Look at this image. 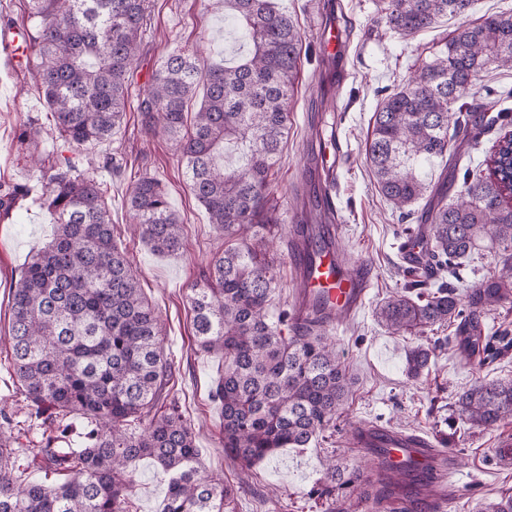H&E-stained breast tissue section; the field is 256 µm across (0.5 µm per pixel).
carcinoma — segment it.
<instances>
[{
    "instance_id": "cac0c4a2",
    "label": "carcinoma",
    "mask_w": 512,
    "mask_h": 512,
    "mask_svg": "<svg viewBox=\"0 0 512 512\" xmlns=\"http://www.w3.org/2000/svg\"><path fill=\"white\" fill-rule=\"evenodd\" d=\"M472 0H384L385 25L413 37L440 18L460 16ZM224 17L249 44L230 66L203 67L197 54L175 48L138 102L141 124L177 146L190 190L224 239L190 288L193 337L202 352L224 355V374L211 398L223 418L224 456L247 472L281 448H309L324 438L350 394L344 362L329 340L334 319L320 308L280 300L279 274L289 239L270 201L288 139L302 37L276 0H223ZM24 38L34 52L33 85L53 112L57 139L70 147L104 141L126 117L128 76L139 53L148 0H28ZM512 69V15H490L458 30L418 66L374 113L366 161L380 193L398 210L426 200V279L390 296L376 317L394 333L422 335L455 326L460 353L494 360L512 347L506 336L483 335L485 309L512 302V133L486 159L487 176L465 170L460 200L430 188L424 166L450 150L449 131L471 142L498 117L477 102L481 74ZM202 93L199 108L188 105ZM471 100H466V97ZM32 164L43 173L41 204L52 217L51 240L11 288L7 340L10 368L30 416L51 434L36 455L52 480L26 483L14 468L12 420L0 408V512H130L137 465L150 459L167 475L160 512H233L239 487L200 462L194 426L168 389L173 365L164 352V323L118 246L96 170L40 151L41 128L19 129ZM235 153L239 163L224 161ZM128 204L141 238L161 255L184 248L182 229L162 181L141 177ZM487 238L506 253L502 269L484 279L460 308L453 289L422 292ZM282 247H273L274 240ZM416 295H410V292ZM432 349L412 348L406 375L429 369ZM458 419L490 428L512 420V379L479 381L458 393ZM90 424L78 450L63 420ZM326 512H351L346 489L361 488L378 508L381 490L406 496L405 474L377 470L343 476L326 463ZM478 512H512V495L488 499Z\"/></svg>"
}]
</instances>
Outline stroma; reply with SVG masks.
Segmentation results:
<instances>
[{
    "mask_svg": "<svg viewBox=\"0 0 512 512\" xmlns=\"http://www.w3.org/2000/svg\"><path fill=\"white\" fill-rule=\"evenodd\" d=\"M303 36L302 65L294 87L288 142L272 184V197L291 231L298 222L299 201L314 191V180L303 172L319 152V142L337 136L343 148L337 185L332 192L338 218L344 226L342 244L349 260L373 271L372 287L361 312L337 320L329 338L349 370L351 394L336 428L309 448H283L253 470L254 492L241 495L235 512H324L309 492L325 481L326 456L342 465L372 474L368 454L355 448L353 427L375 424L425 436L447 449L459 466L466 485L456 495L451 512H476L480 501L512 494V463L499 466L496 450L512 443V421L483 429L458 421L453 405L458 393L474 382L512 377V352L494 362L478 364L463 358L450 337L451 327L437 329L440 342L433 351L429 372L409 380L404 372L407 351L422 344L418 335H398L378 322L375 312L391 294L403 291L412 276L402 261L403 228L427 232L421 224L423 203L400 211L381 195L366 163V147L373 115L383 98L401 86L409 73L439 48L459 27L474 25L482 17L511 12L512 0H473L468 13L444 17L416 36L405 39L381 20V0H335L336 21L347 29V77L334 84L324 76L325 61L319 42L324 0H279ZM197 51L205 63H233L238 57L237 34L224 19L221 0H150L141 33L138 63L129 76L127 118L101 143L69 149L78 164L99 162L97 176L108 200L117 243L129 256L148 299L161 312L167 327L165 351L175 367L173 390L181 410L196 427V445L206 471L237 482L238 470L220 446L222 418L209 393L224 371L218 354H200L191 348V312L186 302L190 285L199 278L212 255L221 249L201 205L191 196L184 166L167 136L141 133L136 107L152 75L173 45ZM27 60L12 61L0 52V193L14 185L28 188L18 199L11 218H0V406L11 414L14 435L23 451L15 459L26 481L41 482L46 470L34 450L42 440L37 420L31 419L27 401L9 369L11 350L3 337L10 322V288L31 257L51 238L53 228L40 205L42 174L27 164L17 139L26 117L38 120L43 147L55 150L54 117L30 86ZM493 137L480 143L457 141L444 159L428 166L434 184L446 185L456 199L464 170L479 171L490 152ZM113 167H103L104 158ZM162 179L171 208L183 226L185 248L177 255H159L130 229L132 213L128 193L143 174ZM501 254L483 249L441 275L437 283L454 289L459 299L483 278L501 268ZM167 478L151 461L138 466L129 492L132 512H160Z\"/></svg>",
    "mask_w": 512,
    "mask_h": 512,
    "instance_id": "stroma-1",
    "label": "stroma"
}]
</instances>
